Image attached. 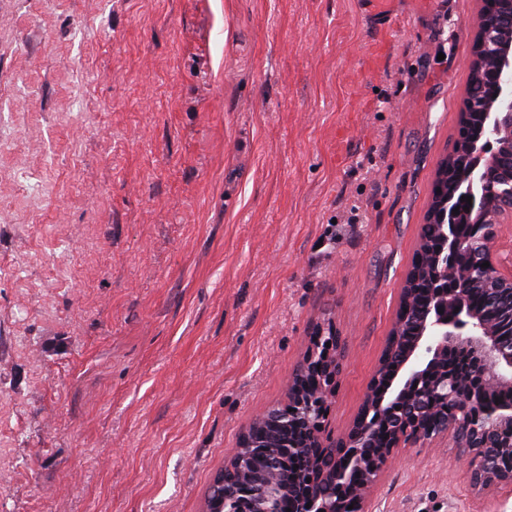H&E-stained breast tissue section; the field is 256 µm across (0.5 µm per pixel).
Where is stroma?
<instances>
[{
    "mask_svg": "<svg viewBox=\"0 0 512 512\" xmlns=\"http://www.w3.org/2000/svg\"><path fill=\"white\" fill-rule=\"evenodd\" d=\"M0 0V512H206L342 339L358 414L458 135L480 0ZM454 435L369 512H512ZM325 333H327V336H324ZM322 338H326V340L331 343L329 350L324 353L326 354V357H323V355L318 356ZM333 346L336 350L335 355L332 351ZM339 346L340 338L339 336H336V333L331 326H328L326 331L324 328L319 329L316 335L312 338L311 345L306 351L302 364L296 370L293 369L289 374L288 378L290 388L288 401H293V394L299 388L303 374L313 370H317L318 373L322 375V379L326 378L327 385L325 388L327 391L332 393L334 388H336L338 377L340 376V364L342 365V356L341 353L338 352ZM317 366H320V369H317Z\"/></svg>",
    "mask_w": 512,
    "mask_h": 512,
    "instance_id": "1",
    "label": "stroma"
}]
</instances>
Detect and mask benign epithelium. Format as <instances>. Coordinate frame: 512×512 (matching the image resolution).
Masks as SVG:
<instances>
[{"instance_id":"7a95c632","label":"benign epithelium","mask_w":512,"mask_h":512,"mask_svg":"<svg viewBox=\"0 0 512 512\" xmlns=\"http://www.w3.org/2000/svg\"><path fill=\"white\" fill-rule=\"evenodd\" d=\"M493 43L494 61L481 71V81L487 107L482 114V124L487 126L488 147L494 148L488 160L478 157L470 163L471 175L478 179L484 195L496 199L497 206L488 210L481 223L471 226L460 223L442 226L441 235L448 239V251H440L427 259L418 253L409 271L392 336L383 353L377 375L372 379L361 413L348 433L338 441L324 435L326 411L316 416L313 432L312 461L319 464V477L335 484L332 500L316 495L310 499L308 512H365L366 503L378 476L391 463L398 450L405 446L401 430L412 431L416 441L426 440L418 410L411 409L395 420L384 402L393 401L413 387H424L445 401H451L461 417L443 425L441 433L453 430L461 447L482 461L471 473V486L476 489H495L512 494V465L501 464L502 457H512V439L502 440V432L512 434V404L488 405V394L495 388H512V334L490 317L496 311L512 314V272L505 274L495 256L497 225L512 223V190L502 185L499 174L502 166H512V39L496 38L494 27L480 30L479 44ZM509 133L499 140L501 131ZM461 270L445 288H430L424 298V307L412 311V288L427 263H433L430 277L441 281L448 262ZM489 267H482L483 263ZM486 282V310L481 311L467 303L469 288L475 283ZM410 323L412 336L396 361L391 357L397 350L400 330ZM339 348L340 338L332 327L319 329L313 336L302 364L289 374L288 400L299 388L303 374L318 370L326 378V389L336 388L340 376L341 353L326 351L319 355L321 339ZM451 348H462L478 360L482 386L458 383L439 368L441 359ZM393 371V385L380 388L379 374ZM389 432L388 444L372 447L375 431ZM360 470L364 479L358 490L348 492L354 470ZM353 510H348V506Z\"/></svg>"}]
</instances>
